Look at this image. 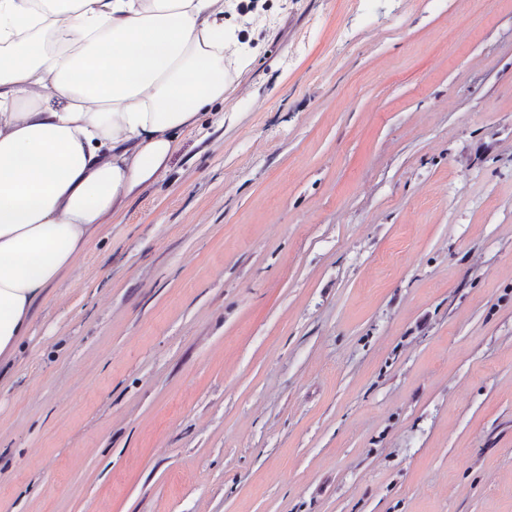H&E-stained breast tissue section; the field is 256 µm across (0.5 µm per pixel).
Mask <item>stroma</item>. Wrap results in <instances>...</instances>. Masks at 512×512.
<instances>
[{
	"label": "stroma",
	"mask_w": 512,
	"mask_h": 512,
	"mask_svg": "<svg viewBox=\"0 0 512 512\" xmlns=\"http://www.w3.org/2000/svg\"><path fill=\"white\" fill-rule=\"evenodd\" d=\"M265 8L37 311L0 512H512V0Z\"/></svg>",
	"instance_id": "obj_1"
}]
</instances>
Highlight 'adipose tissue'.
Wrapping results in <instances>:
<instances>
[{
  "instance_id": "ef3b65f1",
  "label": "adipose tissue",
  "mask_w": 512,
  "mask_h": 512,
  "mask_svg": "<svg viewBox=\"0 0 512 512\" xmlns=\"http://www.w3.org/2000/svg\"><path fill=\"white\" fill-rule=\"evenodd\" d=\"M234 0H0V385L48 288L223 103Z\"/></svg>"
}]
</instances>
